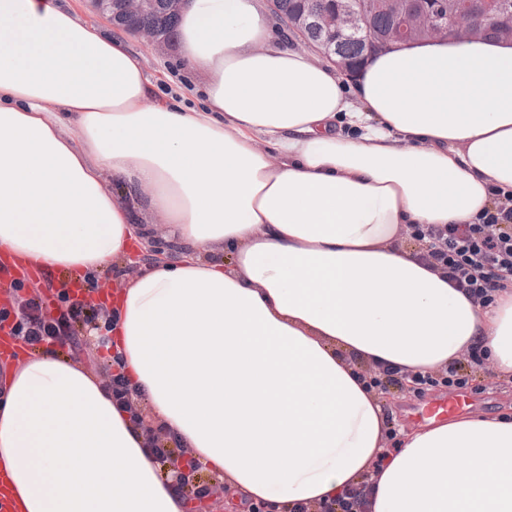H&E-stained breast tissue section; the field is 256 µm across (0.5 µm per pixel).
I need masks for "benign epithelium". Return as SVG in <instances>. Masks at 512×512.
<instances>
[{
  "label": "benign epithelium",
  "mask_w": 512,
  "mask_h": 512,
  "mask_svg": "<svg viewBox=\"0 0 512 512\" xmlns=\"http://www.w3.org/2000/svg\"><path fill=\"white\" fill-rule=\"evenodd\" d=\"M93 7L110 21L116 15L137 19L149 11L151 0H118L116 14L112 12V0H93ZM386 7L396 17V23L376 39L369 34L364 15L353 7L352 0H336V9L318 14L303 9L288 27L295 41L313 52L319 61L336 67L339 75L348 77L357 64L337 51V43L344 38L361 40L366 59L381 51L422 41L479 42L485 39L489 23L498 18L493 0H484L479 8L471 0H459L450 13L443 15L435 0L419 8L413 7L411 0H386ZM313 25L326 33V39L314 45L303 36V31ZM136 36L154 51L163 52L168 47L166 37L152 26L138 27Z\"/></svg>",
  "instance_id": "1"
}]
</instances>
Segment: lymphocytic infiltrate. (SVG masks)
Here are the masks:
<instances>
[{
	"label": "lymphocytic infiltrate",
	"instance_id": "1",
	"mask_svg": "<svg viewBox=\"0 0 512 512\" xmlns=\"http://www.w3.org/2000/svg\"><path fill=\"white\" fill-rule=\"evenodd\" d=\"M497 201L491 210L478 216L471 224H413L409 236L420 246V259L439 269L453 287L464 292L473 302L488 304L494 292L501 288L504 276L512 275V192L494 189ZM24 281L10 283L20 299L0 308V324L8 323L11 333L30 350L54 347L80 351L94 357L97 349L109 348L113 314L103 304L93 300L98 289V275L86 273L83 277V296L71 295L68 288L55 289V307H48L40 293L24 294ZM90 328L96 334L95 343L83 340L81 331ZM108 376L105 388L113 404L128 415L134 432L144 438L146 453L158 465H166L181 457L185 466L175 475L171 488L183 502L203 500L213 494L211 485L202 481L201 465L191 451L172 439L163 425H151L145 416L146 394L141 386L132 384L122 371L120 354H112L103 365ZM366 385L382 394L392 386H411L416 396L445 388L465 391L472 385L471 375L464 373L459 363L430 375L409 376L394 369L364 372ZM372 480L363 477L354 487L342 490L335 498L310 505L296 502L288 512H368Z\"/></svg>",
	"mask_w": 512,
	"mask_h": 512
}]
</instances>
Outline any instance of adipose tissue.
I'll return each instance as SVG.
<instances>
[{
	"label": "adipose tissue",
	"mask_w": 512,
	"mask_h": 512,
	"mask_svg": "<svg viewBox=\"0 0 512 512\" xmlns=\"http://www.w3.org/2000/svg\"><path fill=\"white\" fill-rule=\"evenodd\" d=\"M271 41L258 0H186L193 107L158 94L130 34L68 0H0V252L100 272L165 224L177 256L110 303L125 372L270 512L365 474L372 512H512V416L433 422L389 453L361 377L478 348L512 380V277L478 305L402 243L512 189V45H408L345 83ZM0 475L18 512H182L98 378L53 352L0 377Z\"/></svg>",
	"instance_id": "ef3b65f1"
}]
</instances>
